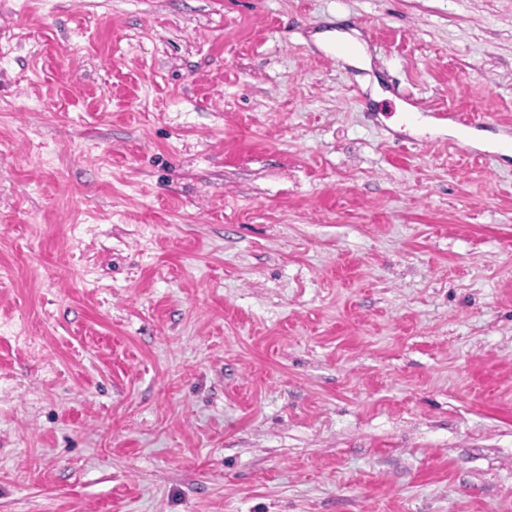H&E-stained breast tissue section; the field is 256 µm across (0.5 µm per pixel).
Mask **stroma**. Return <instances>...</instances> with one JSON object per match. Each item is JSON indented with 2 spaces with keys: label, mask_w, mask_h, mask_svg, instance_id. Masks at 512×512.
Wrapping results in <instances>:
<instances>
[{
  "label": "stroma",
  "mask_w": 512,
  "mask_h": 512,
  "mask_svg": "<svg viewBox=\"0 0 512 512\" xmlns=\"http://www.w3.org/2000/svg\"><path fill=\"white\" fill-rule=\"evenodd\" d=\"M442 110L512 135V0H0V512H512V156ZM314 42L322 48H343L346 47L350 51L346 55L349 56V62L360 68L370 69L371 61L365 50V47L350 33L339 29L327 28L324 31L313 35Z\"/></svg>",
  "instance_id": "stroma-1"
}]
</instances>
